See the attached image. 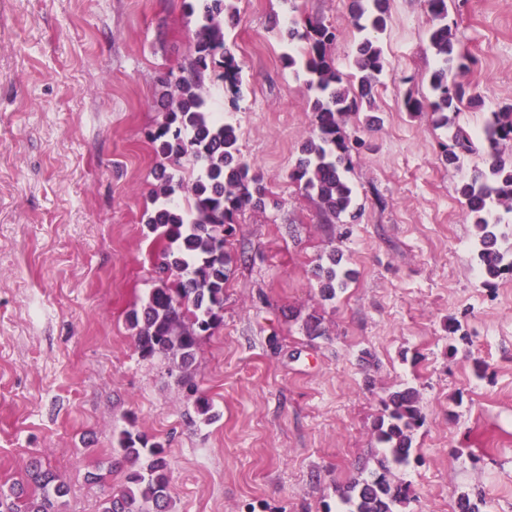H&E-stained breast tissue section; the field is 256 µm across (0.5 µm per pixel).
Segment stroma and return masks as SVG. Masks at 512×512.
Returning a JSON list of instances; mask_svg holds the SVG:
<instances>
[{"label":"stroma","instance_id":"1","mask_svg":"<svg viewBox=\"0 0 512 512\" xmlns=\"http://www.w3.org/2000/svg\"><path fill=\"white\" fill-rule=\"evenodd\" d=\"M235 6L224 36L242 85L215 71L204 88L268 198L235 217L224 321L185 376L141 357L127 316L157 285L142 216L159 79L186 63L198 17L184 0H0V491L36 458L68 488L62 512H100L125 483L109 462L129 430L166 448L177 512H345L340 488L374 467L382 399L412 386L425 422L395 472L407 512H448L464 493L512 512V277L483 285L457 192L483 164L490 113L512 104V0H451L481 102L448 128L404 108L430 96L435 56L423 0H391L382 122L340 121L364 142L347 172L362 215L329 224L290 179L313 116L279 29L321 19L344 72L359 34L344 0ZM457 129L473 145L451 165ZM333 252L354 276L325 301L314 272Z\"/></svg>","mask_w":512,"mask_h":512}]
</instances>
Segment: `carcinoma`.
Listing matches in <instances>:
<instances>
[{
  "label": "carcinoma",
  "mask_w": 512,
  "mask_h": 512,
  "mask_svg": "<svg viewBox=\"0 0 512 512\" xmlns=\"http://www.w3.org/2000/svg\"><path fill=\"white\" fill-rule=\"evenodd\" d=\"M389 0H352L349 13L360 32H367L353 49L351 72L336 68L330 46L336 34L322 21L309 19L303 28L281 31L284 41L303 43L297 54L282 56L284 67L307 75L312 94L307 110L315 118V129L300 146L301 157L290 179L305 193L317 198L325 222L339 219L355 208L353 187L345 177L350 145L340 127V118L362 107H373V90L384 72V56L377 35L390 20ZM431 18L428 42L439 65L430 75L433 98L408 96L409 112L429 108L439 124H448V114L460 111L464 98L477 104L479 95L461 81L470 69L471 56L448 24V0H425ZM190 12L199 13L192 57L178 72L161 79L164 120L153 134L155 153L179 166L189 160L198 166L190 183L174 181L161 168L151 192L152 208L143 214L151 232L165 241L158 266L160 285L143 305L132 310L128 323L136 330V347L143 358L155 355L179 358L183 370L192 366L201 337L211 335L224 318V287L231 257L226 251L233 233L234 216L248 207L265 205L268 189L263 176L249 165L240 149V134L231 122L213 115L203 94L212 67L224 68V79L239 88L240 67L224 39V17L236 14L234 0H187ZM482 138L485 169L465 178L458 192L476 230L480 273L487 285L512 273V246H503L499 209L512 212V153L502 145L512 140V106L491 113ZM188 195L184 206L173 202L177 190ZM320 296L336 298L350 273L339 267L336 255L331 266L319 267ZM175 280H170V277ZM423 423L419 392L405 386L383 399L382 415L374 424L373 436L382 448L377 467L365 477L354 479L341 494L348 512H405L410 489L393 482V470L409 465L413 434ZM120 466L130 463L124 490L103 502L102 512H174L167 452L159 442L127 431L120 441ZM29 482L37 488L28 492L22 485L0 494V512H61L66 495L55 476L42 469L39 460L29 464Z\"/></svg>",
  "instance_id": "carcinoma-1"
}]
</instances>
